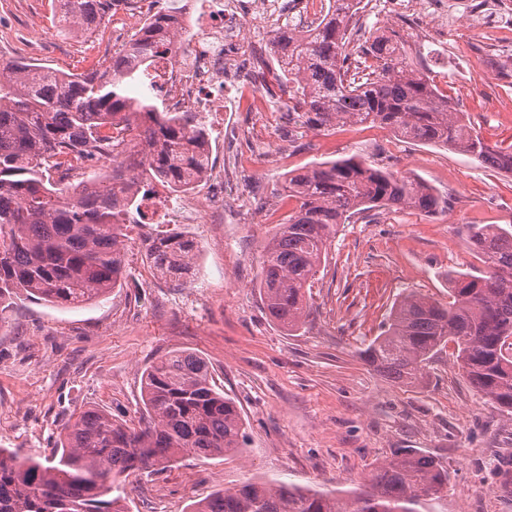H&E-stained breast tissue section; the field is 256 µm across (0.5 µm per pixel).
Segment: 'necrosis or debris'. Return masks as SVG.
Listing matches in <instances>:
<instances>
[{"label":"necrosis or debris","mask_w":512,"mask_h":512,"mask_svg":"<svg viewBox=\"0 0 512 512\" xmlns=\"http://www.w3.org/2000/svg\"><path fill=\"white\" fill-rule=\"evenodd\" d=\"M483 0H392L386 17L412 16L426 24L452 21L458 12L479 13ZM172 26L191 35L188 43L163 42L152 59L158 95L170 112H190L207 130L224 124V87L235 86L243 93L249 88V61L240 46L244 22L263 24L272 16L317 17L316 0H261L252 8L247 0H166L163 9ZM207 209L190 198L169 196L163 185L143 191L142 213L154 211L160 198H167L164 221L168 224H205L224 217V175L207 172Z\"/></svg>","instance_id":"1"}]
</instances>
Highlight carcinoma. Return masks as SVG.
I'll return each instance as SVG.
<instances>
[{
	"mask_svg": "<svg viewBox=\"0 0 512 512\" xmlns=\"http://www.w3.org/2000/svg\"><path fill=\"white\" fill-rule=\"evenodd\" d=\"M104 2L61 0L60 34L97 28ZM358 3L333 0L312 28L275 31L273 77L288 81L295 124L319 131L340 123L388 128L512 173V150L487 144L409 60L401 39L375 31L353 42ZM170 32L158 16L133 41L147 46ZM149 68L146 58L131 67L119 52L107 65L68 76L35 62L0 63V324L22 298L78 306L117 285L127 238L123 209L133 194L124 163L151 157L148 171L176 191L209 169L204 127L189 112L159 110ZM122 124L135 132L128 151L103 133ZM94 150L112 157L107 177L50 179L51 159ZM286 189L297 206L265 245L258 288L269 319L288 332L307 315V290L340 225L373 208L432 215L446 209L417 179L353 157L292 171ZM469 239L487 270L448 271L446 304L402 295L362 356L388 380L416 385L426 363L450 344L477 393L512 413V225L473 224ZM145 249L156 271L179 280L194 264L198 244L177 234ZM142 402L148 421L139 430L89 408L66 424L48 455L22 458L0 448V512H127L129 476L169 466L182 454L246 451L239 408L194 353L173 351L150 365ZM447 485L441 462L397 449L351 491L248 480L193 502L191 512H436Z\"/></svg>",
	"mask_w": 512,
	"mask_h": 512,
	"instance_id": "carcinoma-1",
	"label": "carcinoma"
}]
</instances>
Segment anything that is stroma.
Instances as JSON below:
<instances>
[{"label":"stroma","mask_w":512,"mask_h":512,"mask_svg":"<svg viewBox=\"0 0 512 512\" xmlns=\"http://www.w3.org/2000/svg\"><path fill=\"white\" fill-rule=\"evenodd\" d=\"M56 0H0V60L31 59L81 73L102 58L98 32L62 37ZM45 30L34 40L33 29ZM441 91L463 103L486 142L512 147V69L468 73L447 42L428 41L401 20L384 23ZM476 91L466 94L465 84ZM287 94L262 112H228L211 133V163L224 172L220 224L130 226L124 275L105 297L79 308L31 298L0 324V448L20 456L52 447L74 414L97 407L139 427L142 375L172 351L204 358L244 418V455L187 456L130 477L129 512H189L247 478L321 490L349 489L397 448H414L448 469L441 512H512V414L485 404L455 359L432 360L420 385L381 376L361 352L392 305L413 291L448 300V270L480 267L472 224L512 225V173L468 155L409 142L389 129L343 125L284 129ZM360 156L417 178L445 198V212L375 210L341 225L306 295L309 315L294 333L268 318L257 288L263 248L294 206L288 173ZM173 234L200 247L180 281L156 275L143 242Z\"/></svg>","instance_id":"1"}]
</instances>
